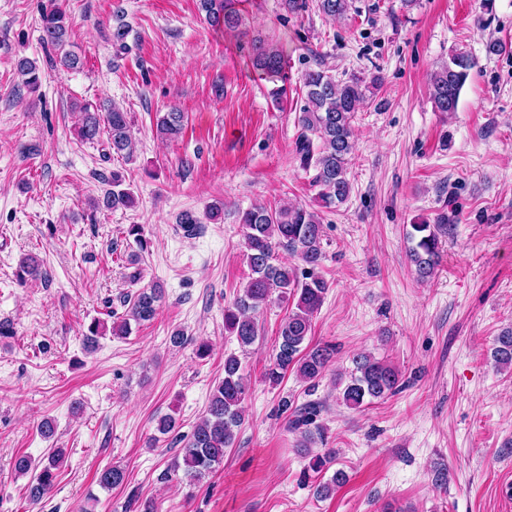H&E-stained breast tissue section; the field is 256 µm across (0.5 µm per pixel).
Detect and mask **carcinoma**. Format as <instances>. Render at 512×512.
Masks as SVG:
<instances>
[{
    "label": "carcinoma",
    "mask_w": 512,
    "mask_h": 512,
    "mask_svg": "<svg viewBox=\"0 0 512 512\" xmlns=\"http://www.w3.org/2000/svg\"><path fill=\"white\" fill-rule=\"evenodd\" d=\"M201 10L212 24L227 31L237 30L242 18L235 7V0H199ZM352 6L350 0H318L317 7L326 17L346 16ZM44 45L57 49L67 41L70 28L67 13L59 7L45 9L40 15ZM253 65L268 74H277L282 68L278 49L261 40L252 43ZM475 67L474 59L465 52H455L442 64L432 79L431 99L436 111L450 115L457 110L461 90L469 71ZM18 69L25 76L24 84L32 89L40 82L37 68L22 59ZM306 102L300 108L298 125L300 134L296 141V155L300 167L314 171L312 186L318 188L317 196L323 207L330 208L344 203L351 191L347 168L353 152L352 119L367 95L381 85L380 78L366 82L354 77L340 82L325 70L310 69L303 76ZM77 112V135L82 141L92 142L104 134L109 149L115 154L130 155L133 144L130 136L128 113L113 104L95 107L89 102L74 104ZM159 134L173 140L182 136L184 113L177 109L161 112L156 123ZM110 188L105 190L102 204L111 210L123 209L134 203L133 192L122 188L124 176L117 171L108 179ZM245 240V260L250 270L242 293L224 308V328L236 336L243 346L252 345L258 338L253 314L265 308L273 294L281 298L293 297L294 307L284 319L279 344L266 377L273 384L280 383L290 370L304 380L320 378L329 361L332 346H309L312 320L323 303L328 284L319 275L323 260L322 224L317 215L304 206L280 208L255 204L239 212ZM443 222L413 224L408 233L412 246L409 256L419 277L431 276L439 262L440 232ZM285 248L297 253L302 268L276 261L275 252ZM162 289L143 288L127 300L126 317L112 325V335L130 334V322L141 323L155 318L159 309ZM492 357L499 369L512 368V329L502 331L495 338ZM400 374L391 365L361 354L354 359V369L341 390L342 402L351 409H359L377 399H384L399 391ZM247 383L241 373L237 357L224 359V378L211 394L205 415L186 435L178 437L182 443L181 458L174 459L165 476L170 479L185 478L199 481L224 462L226 449L233 446L236 429L243 422L242 403ZM316 408L296 415L293 428L301 431L300 447L310 453L315 436L320 434L316 424ZM63 463V453L54 448L41 468L32 464L31 458L18 455L14 470L22 475L33 473L27 484V496L32 502L41 501L53 488L56 470ZM125 471L119 466H108L97 474L103 488H112L124 482ZM346 474L338 470L328 482L316 486V495L327 497L335 487L344 483Z\"/></svg>",
    "instance_id": "1"
}]
</instances>
